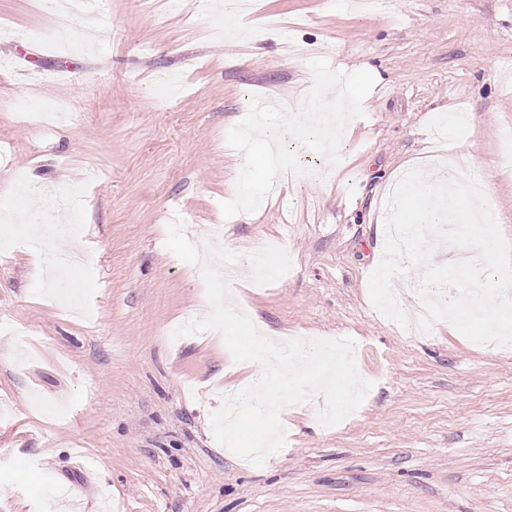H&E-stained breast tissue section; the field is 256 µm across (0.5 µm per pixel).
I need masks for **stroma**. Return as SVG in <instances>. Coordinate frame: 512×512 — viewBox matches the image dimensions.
<instances>
[{
	"mask_svg": "<svg viewBox=\"0 0 512 512\" xmlns=\"http://www.w3.org/2000/svg\"><path fill=\"white\" fill-rule=\"evenodd\" d=\"M218 0H103L112 37L61 53L41 44L50 23L34 0H0V512H55L63 484L74 512H512V350L478 345L447 322L416 336L371 303L368 279L385 244L383 203L409 163L431 168L436 144L488 184L512 244V0H259L240 20L252 35L214 36ZM92 25V26H95ZM86 18L76 36H90ZM370 71L364 117L350 122L341 162L301 150L304 175L275 182L255 219H224L243 164L227 136L257 95L295 111L312 60ZM67 68L60 76L59 68ZM67 100L88 120L42 129L15 122L23 104ZM329 169L322 180L313 169ZM76 189L80 211L58 195ZM36 206L73 233L33 246L14 213ZM196 245L245 264L275 241L286 281L238 282L242 308L285 339L352 338L372 388L334 427L322 397L283 408L284 448L256 467L215 439L225 390L258 378L219 336L172 340L209 302L196 265L165 247L174 214ZM90 271L54 299L43 273L71 240Z\"/></svg>",
	"mask_w": 512,
	"mask_h": 512,
	"instance_id": "obj_1",
	"label": "stroma"
}]
</instances>
